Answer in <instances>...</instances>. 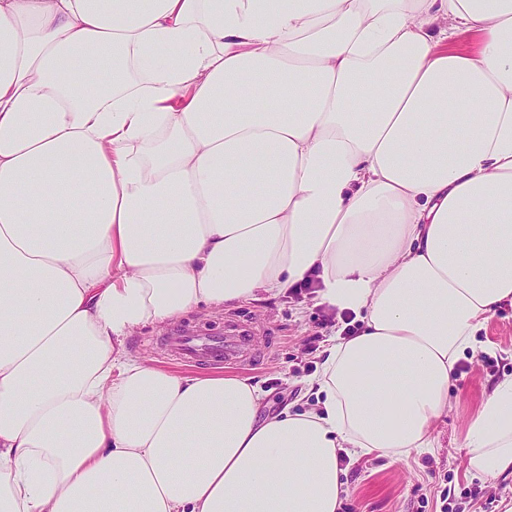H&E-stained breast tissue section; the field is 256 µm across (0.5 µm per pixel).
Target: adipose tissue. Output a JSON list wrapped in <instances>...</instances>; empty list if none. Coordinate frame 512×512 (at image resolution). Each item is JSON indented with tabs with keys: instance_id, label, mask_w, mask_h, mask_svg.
<instances>
[{
	"instance_id": "ef3b65f1",
	"label": "adipose tissue",
	"mask_w": 512,
	"mask_h": 512,
	"mask_svg": "<svg viewBox=\"0 0 512 512\" xmlns=\"http://www.w3.org/2000/svg\"><path fill=\"white\" fill-rule=\"evenodd\" d=\"M306 281L304 411L125 350ZM507 303L512 0H0V512H338ZM465 440L512 477V378Z\"/></svg>"
}]
</instances>
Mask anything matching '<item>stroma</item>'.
I'll list each match as a JSON object with an SVG mask.
<instances>
[{
    "instance_id": "35a3bbf8",
    "label": "stroma",
    "mask_w": 512,
    "mask_h": 512,
    "mask_svg": "<svg viewBox=\"0 0 512 512\" xmlns=\"http://www.w3.org/2000/svg\"><path fill=\"white\" fill-rule=\"evenodd\" d=\"M327 313L304 293L221 309L203 307L171 329L194 326L220 334L232 323L251 325L256 336L252 362L225 367L224 372L263 386L267 397L261 412L268 415L315 404V395L305 394L304 386L334 331ZM166 332L142 326L127 338L126 349L154 365L186 372V365L159 350ZM478 337L482 347L468 360L469 374L455 380L448 413L432 432L431 448L407 459L364 455L346 461L340 512H512V479L468 473L465 443L467 427L492 386L512 377V306L500 307Z\"/></svg>"
}]
</instances>
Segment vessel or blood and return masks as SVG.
Returning a JSON list of instances; mask_svg holds the SVG:
<instances>
[{"label": "vessel or blood", "mask_w": 512, "mask_h": 512, "mask_svg": "<svg viewBox=\"0 0 512 512\" xmlns=\"http://www.w3.org/2000/svg\"><path fill=\"white\" fill-rule=\"evenodd\" d=\"M251 340L250 327L234 325L223 336L185 331L167 337L163 349L188 363L232 365L244 360Z\"/></svg>", "instance_id": "b4317fda"}]
</instances>
